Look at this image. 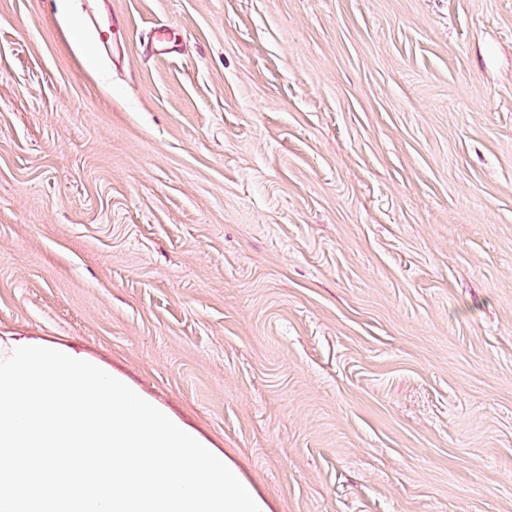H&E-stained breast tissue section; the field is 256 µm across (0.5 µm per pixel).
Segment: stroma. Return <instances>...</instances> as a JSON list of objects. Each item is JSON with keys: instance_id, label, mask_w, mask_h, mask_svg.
<instances>
[{"instance_id": "stroma-1", "label": "stroma", "mask_w": 512, "mask_h": 512, "mask_svg": "<svg viewBox=\"0 0 512 512\" xmlns=\"http://www.w3.org/2000/svg\"><path fill=\"white\" fill-rule=\"evenodd\" d=\"M0 336L269 512H512V0H0Z\"/></svg>"}]
</instances>
